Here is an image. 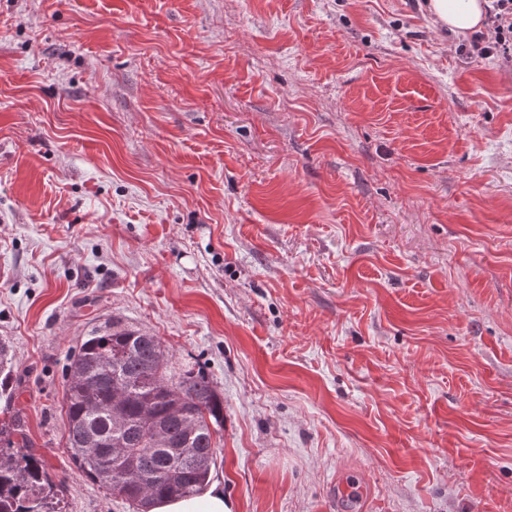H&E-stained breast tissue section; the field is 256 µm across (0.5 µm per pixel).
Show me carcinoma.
Wrapping results in <instances>:
<instances>
[{
    "label": "carcinoma",
    "instance_id": "carcinoma-1",
    "mask_svg": "<svg viewBox=\"0 0 512 512\" xmlns=\"http://www.w3.org/2000/svg\"><path fill=\"white\" fill-rule=\"evenodd\" d=\"M66 447L78 471L137 512L199 493L216 461L224 399L190 366L175 368L160 339L114 321L84 337L68 366ZM9 345L0 340V398L13 394ZM125 453L122 483L102 461ZM20 420L0 423V512H65Z\"/></svg>",
    "mask_w": 512,
    "mask_h": 512
}]
</instances>
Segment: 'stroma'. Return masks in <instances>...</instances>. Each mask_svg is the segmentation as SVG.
Here are the masks:
<instances>
[{
    "mask_svg": "<svg viewBox=\"0 0 512 512\" xmlns=\"http://www.w3.org/2000/svg\"><path fill=\"white\" fill-rule=\"evenodd\" d=\"M426 0H0V340L67 512L120 321L224 398L231 512H512V54Z\"/></svg>",
    "mask_w": 512,
    "mask_h": 512,
    "instance_id": "stroma-1",
    "label": "stroma"
}]
</instances>
